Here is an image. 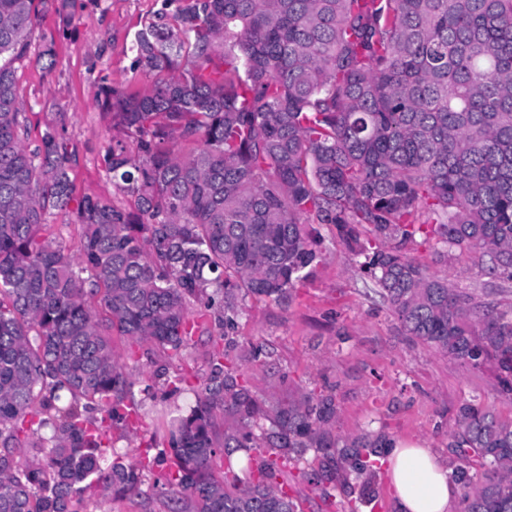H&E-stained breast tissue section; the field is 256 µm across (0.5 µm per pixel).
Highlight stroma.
I'll return each instance as SVG.
<instances>
[{"label": "stroma", "instance_id": "1", "mask_svg": "<svg viewBox=\"0 0 512 512\" xmlns=\"http://www.w3.org/2000/svg\"><path fill=\"white\" fill-rule=\"evenodd\" d=\"M162 0H74L72 20L62 25L53 0H43L38 21L28 37L25 56L15 64L17 95L28 117L29 147L67 113L78 154L71 178L76 196L111 197L104 154L112 136L98 105V81L146 85L130 70L122 52L126 40L160 9ZM54 45L58 65L44 74L37 59ZM321 257L312 276L297 284L292 300L278 304L246 299L238 331L223 338L216 314H208L204 331L179 357L160 348L116 336L120 359L135 361L131 397L149 415L175 416L193 407L210 374L209 358L223 348L241 382L252 392L282 401L302 393H333L334 436L354 438L381 432L391 441H412L433 449L453 471L475 475L448 434L466 403L493 406L504 420L512 419V394L498 392L494 364L472 368L406 336L389 306L375 294L366 276L335 238L333 227L319 225ZM455 288L473 301L512 307V286L497 288L465 259L438 262ZM182 378L180 392L165 380ZM334 471L333 483L309 480L312 472ZM281 471L295 493L301 512H371L359 499V482L340 457L307 453ZM147 475L140 494L106 501L92 500V512H168L167 499Z\"/></svg>", "mask_w": 512, "mask_h": 512}]
</instances>
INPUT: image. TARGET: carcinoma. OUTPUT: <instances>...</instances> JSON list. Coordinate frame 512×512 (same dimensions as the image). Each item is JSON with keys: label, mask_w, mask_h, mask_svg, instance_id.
<instances>
[{"label": "carcinoma", "mask_w": 512, "mask_h": 512, "mask_svg": "<svg viewBox=\"0 0 512 512\" xmlns=\"http://www.w3.org/2000/svg\"><path fill=\"white\" fill-rule=\"evenodd\" d=\"M35 0H0V512H88L169 468L172 512H298L280 470L215 475L224 455L338 447L335 397L251 394L211 355L186 415L156 425L165 448L129 462L104 443L130 429L133 369L112 337L181 355L220 302L224 335L247 298L286 303L331 224L404 333L479 368L512 371V308L471 306L413 256H470L512 283V0H163L123 53L143 91L103 82L115 193L74 200L66 113L27 149L14 62ZM77 255L47 223L71 203ZM232 420L216 437L217 413ZM449 434L473 451L462 512H512V420L463 406ZM385 447L353 441V471Z\"/></svg>", "instance_id": "obj_1"}]
</instances>
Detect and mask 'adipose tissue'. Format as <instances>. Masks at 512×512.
<instances>
[{
	"instance_id": "adipose-tissue-1",
	"label": "adipose tissue",
	"mask_w": 512,
	"mask_h": 512,
	"mask_svg": "<svg viewBox=\"0 0 512 512\" xmlns=\"http://www.w3.org/2000/svg\"><path fill=\"white\" fill-rule=\"evenodd\" d=\"M387 463L396 512H455L458 483L431 449L399 441Z\"/></svg>"
}]
</instances>
